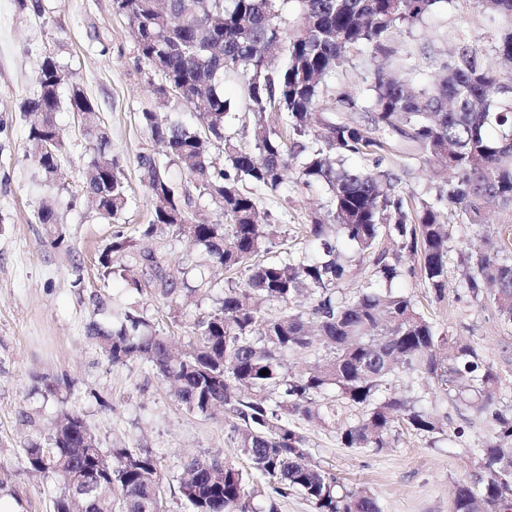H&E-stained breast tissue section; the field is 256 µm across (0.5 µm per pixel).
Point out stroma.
<instances>
[{"instance_id":"1","label":"stroma","mask_w":512,"mask_h":512,"mask_svg":"<svg viewBox=\"0 0 512 512\" xmlns=\"http://www.w3.org/2000/svg\"><path fill=\"white\" fill-rule=\"evenodd\" d=\"M42 3L45 12L39 18L23 8L22 0H0V499L18 503L22 512H52L57 485L25 471L28 431L17 414L25 407L44 409L50 416L60 405L82 412L102 447L152 451L165 475L167 512H185L179 486L181 462L189 455L219 456L248 473L251 487L263 486L223 417L187 412L148 365L109 364L87 335L90 297L96 291L117 304L139 305L157 330L184 344L190 340L185 321L209 312L213 301L206 298L183 307V319L176 322L162 298L133 294L117 276L100 280L95 260L110 242L113 227L83 200L61 211L70 252L47 246L46 227L36 218L41 200L54 194L65 202L78 191L92 145L80 115L65 108L57 112L55 120L66 142L61 157L64 179L44 186L26 155L27 127L20 110L38 88L43 55L55 54L67 85L82 88L98 106L96 122L107 132L112 156L128 184L129 204L120 218L127 230L151 218L138 155L165 158L163 147L142 127L141 112H165L190 127L198 126L199 116L180 98L156 99L161 77L139 59L127 20L116 12L114 0ZM461 29L489 33L484 16L462 0H444L423 22L396 34L389 68L400 71L402 60L409 59L418 67V79L428 78ZM256 196L289 244L326 198L322 187L300 183L294 167L282 188L260 190ZM398 285L414 295L444 332L476 345L485 361L512 379V327L500 321L492 305L465 294L436 303L426 298L418 280L402 279ZM37 375L70 380L61 402L46 403L34 393ZM299 427L321 466L346 483L369 487L381 512H452L456 485L468 480L475 468L470 450L489 435L487 425L476 419L461 442L434 445L405 430L390 448L376 452L342 447L330 427L305 421Z\"/></svg>"}]
</instances>
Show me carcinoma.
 <instances>
[{"label": "carcinoma", "instance_id": "cac0c4a2", "mask_svg": "<svg viewBox=\"0 0 512 512\" xmlns=\"http://www.w3.org/2000/svg\"><path fill=\"white\" fill-rule=\"evenodd\" d=\"M443 0H116L128 19L139 57L163 77L157 95L186 93L202 112L190 129L167 114L145 111L150 138L167 149L169 162L138 156L149 189L151 220L129 236L118 231L98 254L102 276L119 273L128 288L166 300L177 313L217 292L215 308L189 325V349L157 332L132 305L111 315L101 294L92 298L89 338L112 364L147 363L188 412L224 413L237 447L267 480L268 512L295 492L312 512H380L370 490L350 487L313 460L304 420L337 427L345 448L390 447L407 429L434 439L447 434L448 418L416 400L390 393L391 381L410 374L433 382L454 398L461 420L483 419L489 437L473 449L478 471L457 485L453 512H512V409L500 405L505 379L477 348L441 331L414 296L394 289L418 279L433 301L450 293L448 262L457 254L459 285L476 301H490L512 325V69L485 62V42L460 32L453 51L428 81L415 84L374 69L360 96L336 88V75L353 49L394 53L395 34L431 14ZM479 9L494 32L493 47L512 60V0H461ZM296 5L298 21L286 25L283 5ZM242 77L252 111L251 147L227 134L230 102L224 76ZM65 75L54 56L40 65L39 92L22 116L26 152L42 181L61 179L65 140L54 115ZM67 103L91 116L97 106L77 86ZM373 113L360 124L350 112ZM93 142L86 180L78 191L96 212L116 221L128 190L112 158L107 133L90 122ZM222 150L227 165L212 156ZM414 154L444 173L425 193L401 190V179L382 164L396 153ZM356 157L363 165L345 166ZM306 185L327 193L325 215L305 225L304 248L284 246L279 225L269 223L255 190H278L291 164ZM176 165L188 185L170 174ZM508 215L507 224L486 227L479 252L453 247L456 226L482 224L488 205ZM224 211L212 223L206 208ZM52 249L67 247L57 201L46 197L37 211ZM190 239L195 250L182 266L167 269L161 248L142 239ZM211 268L231 274L221 282ZM361 274L364 286L341 285ZM279 306L268 314L260 302ZM317 331L324 354L299 367L291 358L313 347ZM268 370L265 375L262 370ZM44 401L58 400L65 381L39 378ZM360 408L352 423L336 426L338 398ZM35 429L24 444L27 473L52 476L60 491L53 512H166L165 476L144 448L104 449L84 417L61 409L48 429L20 410ZM249 475L214 456L182 463L180 491L188 512H261L246 491Z\"/></svg>", "mask_w": 512, "mask_h": 512}]
</instances>
